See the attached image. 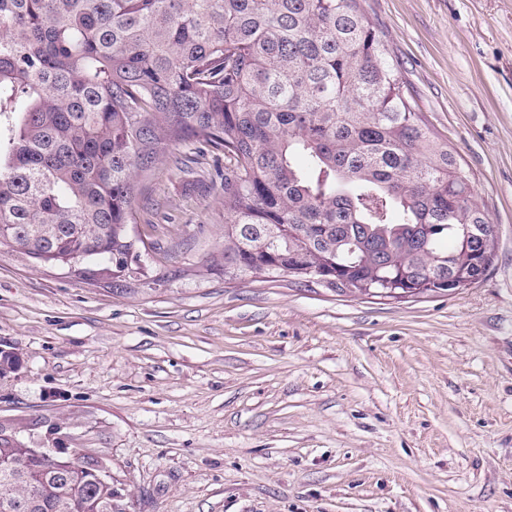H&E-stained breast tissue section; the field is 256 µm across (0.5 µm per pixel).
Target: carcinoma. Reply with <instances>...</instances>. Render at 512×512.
<instances>
[{
    "label": "carcinoma",
    "instance_id": "cac0c4a2",
    "mask_svg": "<svg viewBox=\"0 0 512 512\" xmlns=\"http://www.w3.org/2000/svg\"><path fill=\"white\" fill-rule=\"evenodd\" d=\"M224 153V278L455 291L495 257L470 170L361 0H0V244L125 281L139 178ZM97 458L0 431V512H129Z\"/></svg>",
    "mask_w": 512,
    "mask_h": 512
}]
</instances>
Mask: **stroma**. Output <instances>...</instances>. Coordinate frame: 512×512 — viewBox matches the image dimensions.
<instances>
[{
	"instance_id": "stroma-1",
	"label": "stroma",
	"mask_w": 512,
	"mask_h": 512,
	"mask_svg": "<svg viewBox=\"0 0 512 512\" xmlns=\"http://www.w3.org/2000/svg\"><path fill=\"white\" fill-rule=\"evenodd\" d=\"M496 229L471 287L228 281L224 156L140 184L128 292L0 246V428L108 462L130 512H512V0H366Z\"/></svg>"
}]
</instances>
